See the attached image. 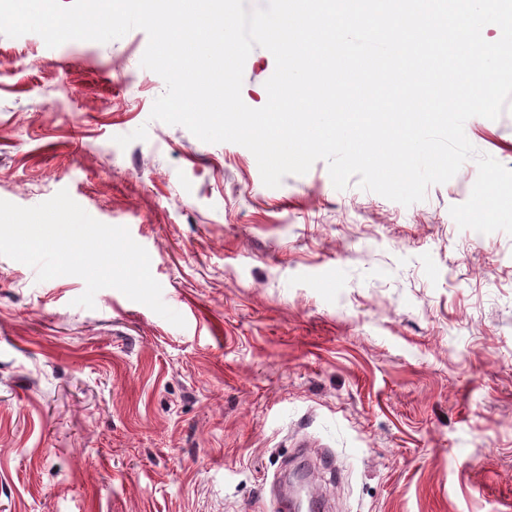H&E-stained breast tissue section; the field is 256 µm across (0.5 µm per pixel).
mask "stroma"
Instances as JSON below:
<instances>
[{
    "label": "stroma",
    "instance_id": "35a3bbf8",
    "mask_svg": "<svg viewBox=\"0 0 512 512\" xmlns=\"http://www.w3.org/2000/svg\"><path fill=\"white\" fill-rule=\"evenodd\" d=\"M147 44L0 34V199L127 227L186 322L0 256V512H274L300 466L324 512H512V235L449 212L475 162L407 207L322 160L266 187L151 119ZM465 134L512 169V101Z\"/></svg>",
    "mask_w": 512,
    "mask_h": 512
}]
</instances>
